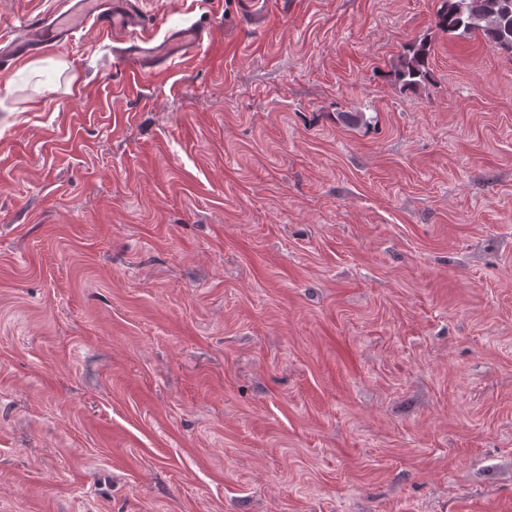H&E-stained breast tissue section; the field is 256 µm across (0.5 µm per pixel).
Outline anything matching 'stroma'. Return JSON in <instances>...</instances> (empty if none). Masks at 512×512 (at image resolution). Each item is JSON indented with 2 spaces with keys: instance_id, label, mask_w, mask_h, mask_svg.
<instances>
[{
  "instance_id": "stroma-1",
  "label": "stroma",
  "mask_w": 512,
  "mask_h": 512,
  "mask_svg": "<svg viewBox=\"0 0 512 512\" xmlns=\"http://www.w3.org/2000/svg\"><path fill=\"white\" fill-rule=\"evenodd\" d=\"M132 3L211 37L0 71V512H512V54L443 0ZM205 38H208V35L205 36L202 31L188 28L170 37L152 54L145 51L135 40H130L128 42L130 45L126 48L124 54L126 58L121 61L125 67L127 82H130L131 79H136L146 69L151 68L155 61V55L161 54L169 58L181 56L187 46L199 45L205 41ZM430 46L425 42L412 45L407 49L397 76L406 87H414L429 76Z\"/></svg>"
}]
</instances>
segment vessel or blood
Returning a JSON list of instances; mask_svg holds the SVG:
<instances>
[{"label": "vessel or blood", "mask_w": 512, "mask_h": 512, "mask_svg": "<svg viewBox=\"0 0 512 512\" xmlns=\"http://www.w3.org/2000/svg\"><path fill=\"white\" fill-rule=\"evenodd\" d=\"M107 31L136 32L145 21L131 7V0H75L70 12L57 19L33 24L23 37L15 38L0 47V69L10 67L22 55L41 53L46 47L68 40L72 32L87 21ZM202 31L188 28L170 37L159 46L157 53L145 51L137 43H130L123 65L126 79H134L151 68L155 55L167 57L182 55L187 46L203 43Z\"/></svg>", "instance_id": "vessel-or-blood-1"}]
</instances>
